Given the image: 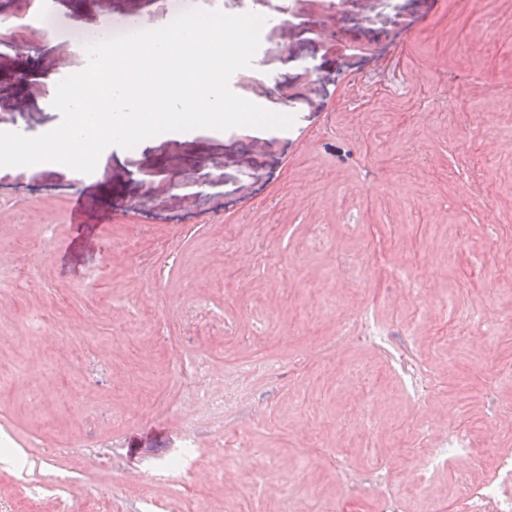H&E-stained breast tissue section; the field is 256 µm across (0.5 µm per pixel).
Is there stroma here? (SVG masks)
Masks as SVG:
<instances>
[{
  "label": "stroma",
  "instance_id": "obj_1",
  "mask_svg": "<svg viewBox=\"0 0 512 512\" xmlns=\"http://www.w3.org/2000/svg\"><path fill=\"white\" fill-rule=\"evenodd\" d=\"M192 2L96 0L57 13L41 54L0 46V78L16 82L0 92V127L36 137L60 120L47 80L84 68L81 26L173 17ZM343 12V40L326 43L301 33L318 0H295L267 32L282 53L232 86L290 110L292 133L172 139L120 166L99 159L82 179L61 165L0 176V278L33 265L31 287L0 285V369L18 372L0 390V422L28 457L24 475L0 467V512H24L31 483L63 485L73 512L89 496L143 512L145 464L186 439L208 512H282L291 496L302 512H372L338 462L382 464L405 496L407 471L452 427L493 428L483 447L512 452V383L497 391L498 416L485 409L494 373L512 366V0H346ZM392 63L426 95L441 75L466 74L451 91L466 113L385 88L349 107L359 81ZM210 173L223 185L201 186ZM75 197L80 224L67 218ZM402 267L427 298L394 276ZM472 309L490 335L465 331ZM364 313L442 378L423 409L379 350L337 337ZM175 351L207 357L208 399L169 376ZM253 357L277 374L240 381L236 362ZM34 388L42 402L27 401ZM262 468L271 476L255 494Z\"/></svg>",
  "mask_w": 512,
  "mask_h": 512
}]
</instances>
